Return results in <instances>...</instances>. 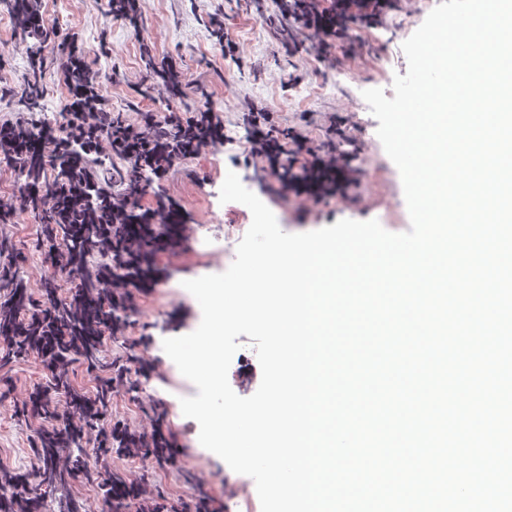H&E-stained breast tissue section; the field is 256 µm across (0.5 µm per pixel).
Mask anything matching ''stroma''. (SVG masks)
I'll return each instance as SVG.
<instances>
[{"mask_svg": "<svg viewBox=\"0 0 512 512\" xmlns=\"http://www.w3.org/2000/svg\"><path fill=\"white\" fill-rule=\"evenodd\" d=\"M248 0H139L138 27L114 19L108 0H38L44 18L56 21L62 32L78 36L88 47L87 61L99 72L103 94L112 111L137 122L140 113L165 117L161 90L142 97L145 75L142 59L151 52L156 64L176 58L194 92L189 108L210 104L234 131L238 143L205 148L193 159L177 163L155 178L143 202L177 203L188 215L185 238L177 253H161V279L147 291H133L132 312L119 340H106V359H121L127 383L120 386L107 417L138 432L162 427L177 463L160 468L145 456L109 455L112 470L145 481L153 500L168 512H194L208 501L210 512H261L256 493H242L252 478L235 473L199 442V425L183 415L180 400L197 395L162 348L163 339L193 332L200 324V306L183 281L224 272L236 256L224 237L228 224L249 229L250 210L237 202L220 203L225 171L251 184L287 233L314 231L343 219H382L386 209L400 213L398 232L410 229L401 179L388 180L383 190L373 187L374 168H391L392 161L377 137L379 126L359 99L363 90L391 91L395 75L407 72L403 42L424 22L427 13L418 0H390L380 24L352 22L344 36L311 46L285 48L276 34L277 0H265L264 15L249 10ZM224 23L223 39L213 37L211 19ZM28 69L27 46L16 33L12 18L0 13V123L22 118L12 92ZM334 84L332 95L304 96L318 81ZM270 113L282 128L312 142H321L326 127L348 122L354 138L353 166L362 171L354 200L333 197L322 202L288 196L276 178L262 171L259 159H248L254 130L252 113ZM0 238L13 245V263L31 294L52 268L42 258L39 225L28 212H17L13 223L0 224ZM154 327V342L140 341L142 324ZM44 370L35 358L0 365V467L34 466L36 422L24 417L22 406Z\"/></svg>", "mask_w": 512, "mask_h": 512, "instance_id": "35a3bbf8", "label": "stroma"}]
</instances>
